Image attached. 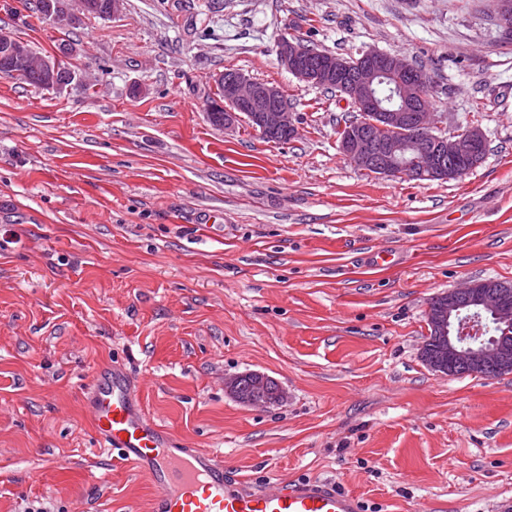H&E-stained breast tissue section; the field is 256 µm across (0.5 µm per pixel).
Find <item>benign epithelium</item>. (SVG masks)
<instances>
[{
    "instance_id": "obj_1",
    "label": "benign epithelium",
    "mask_w": 512,
    "mask_h": 512,
    "mask_svg": "<svg viewBox=\"0 0 512 512\" xmlns=\"http://www.w3.org/2000/svg\"><path fill=\"white\" fill-rule=\"evenodd\" d=\"M76 8L64 15H50L51 21L63 26L75 20L90 7V0H75ZM0 52L9 59V65L0 67L1 75L27 76L31 71L40 74L44 86L61 91L76 80L75 71L64 66L68 49L61 47L44 55H32L25 42L6 34L0 35ZM364 63L350 69L347 59L329 55L318 61L306 45L295 37H283L278 43L280 64L298 81L316 86L342 84L354 108L368 116L366 123L377 124L397 135L379 141L361 127H350L339 141L341 153L357 167L383 177L412 180H454L464 171L460 162L479 163L480 150L486 139L482 128L470 124L448 135L436 133L435 113L421 106L416 99L422 83L428 81L424 73L405 56L370 49L363 54ZM220 96L206 105V112H221L219 127L231 129L239 118H244L262 135L286 131L295 135L294 108L283 91L268 83H259L238 71L219 77ZM414 151L413 163L406 161L408 151ZM485 281L470 282L463 287L437 294L440 311L435 319L437 329L446 336L440 361H426L428 367L442 376L453 375V366L464 362L481 374L488 363L499 364V371L508 370L507 354L499 343L470 342L471 326L475 320L461 318V300L476 316L494 319L497 335L512 334V311L504 303V294L488 290ZM256 389L266 386L268 377L247 373L225 379V387L243 404L252 402L244 392L243 381Z\"/></svg>"
}]
</instances>
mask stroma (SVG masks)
<instances>
[{"mask_svg":"<svg viewBox=\"0 0 512 512\" xmlns=\"http://www.w3.org/2000/svg\"><path fill=\"white\" fill-rule=\"evenodd\" d=\"M494 0H122L59 28L0 0V30L71 47L63 91L0 76V512H150L97 445L82 390L126 367L150 418L255 491L321 479L366 512H512V373L421 359L431 297L512 282V35ZM374 48L430 77L441 131L478 121L448 182L351 163L353 108L279 63L281 37ZM235 69L280 87L297 132L223 130ZM285 393L246 405L226 378ZM244 380L248 381L249 384H251L255 389H261L266 386L268 377L263 374L253 372L236 375L225 379V387L227 391H229L238 401L243 404H250L252 400L255 402L254 404H273L271 401L275 396L279 401L284 399V393L282 389L280 388L276 393L279 386L275 381L271 379L267 388L264 390H254L247 385V390L254 396L252 398L243 390Z\"/></svg>","mask_w":512,"mask_h":512,"instance_id":"stroma-1","label":"stroma"}]
</instances>
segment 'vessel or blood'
Listing matches in <instances>:
<instances>
[{
  "label": "vessel or blood",
  "instance_id": "b4317fda",
  "mask_svg": "<svg viewBox=\"0 0 512 512\" xmlns=\"http://www.w3.org/2000/svg\"><path fill=\"white\" fill-rule=\"evenodd\" d=\"M99 446L132 463L156 490L151 512H358L353 497L317 480L235 489L216 454L175 447L152 421L124 369L100 365L86 393Z\"/></svg>",
  "mask_w": 512,
  "mask_h": 512
}]
</instances>
